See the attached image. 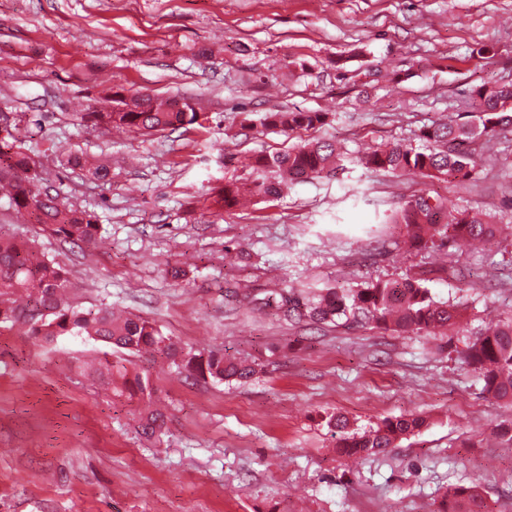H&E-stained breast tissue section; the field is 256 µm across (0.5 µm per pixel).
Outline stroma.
I'll list each match as a JSON object with an SVG mask.
<instances>
[{
	"label": "stroma",
	"mask_w": 512,
	"mask_h": 512,
	"mask_svg": "<svg viewBox=\"0 0 512 512\" xmlns=\"http://www.w3.org/2000/svg\"><path fill=\"white\" fill-rule=\"evenodd\" d=\"M494 45L489 59L475 44ZM512 74V0H0V114L45 155L63 200L94 211L106 240L86 253L0 197V235L35 241L69 272L82 307L116 304L166 335L261 368L242 385L162 373L160 445L137 432L140 403L81 376L101 343L48 344L0 326V512H431L449 487L477 485L512 512V406L481 393L461 341L361 326L290 322L268 290L347 288L436 269L432 294L479 330L512 312V235L484 251H415L383 217L419 192L512 218V131L475 142L451 185L367 169V146L413 139L470 107L469 91ZM188 99L204 127L142 137L81 121L112 91ZM327 112L343 170L283 199L213 213L212 189L244 157L308 139L242 130L243 113ZM112 157L108 180L67 155ZM184 270L181 279L169 269ZM363 429L416 413L420 432L357 465L322 420Z\"/></svg>",
	"instance_id": "stroma-1"
}]
</instances>
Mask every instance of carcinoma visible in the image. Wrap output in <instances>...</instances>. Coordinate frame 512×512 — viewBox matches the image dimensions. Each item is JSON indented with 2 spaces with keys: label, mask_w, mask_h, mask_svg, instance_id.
<instances>
[{
  "label": "carcinoma",
  "mask_w": 512,
  "mask_h": 512,
  "mask_svg": "<svg viewBox=\"0 0 512 512\" xmlns=\"http://www.w3.org/2000/svg\"><path fill=\"white\" fill-rule=\"evenodd\" d=\"M118 112H87L82 119L95 124L151 134L187 130L203 125L205 113L179 98H155L148 94L126 98L114 92ZM472 119L432 123L419 129L415 139L395 140L360 157L374 171L394 175L418 173L429 179L453 183L473 169L471 143L492 137L512 127V81L482 85L472 91ZM329 113L277 110L265 112L260 125L284 133L318 130L328 124ZM346 152L327 139H313L288 150L259 154L252 158L246 177H231L211 194L212 205L230 209L243 197L273 200L288 183L329 177L342 167ZM67 163L79 166L95 180H105L110 167L70 155ZM40 155L17 144L8 128L0 134V187L7 190L10 206L46 227L54 236L82 245L95 246L100 224L94 212L64 203L59 192H51L41 176ZM388 223L403 228L408 245L417 250L441 248L449 243L487 244L506 231L502 224L480 210L453 209L448 198L421 193L401 209L392 211ZM415 276L368 281L364 284L320 292L282 289L273 298L289 321L308 320L335 326L361 325L398 335H435L461 322L464 307L436 298ZM67 270L41 253L29 240L0 236V324L22 323L28 333L47 342L78 337L101 342L104 357L78 363L80 373L98 378L118 396L132 400L152 399L154 383L149 373L132 367L129 357L150 352L168 362L179 374L216 384L247 383L258 373L255 363L231 357L222 350L181 346L147 317L118 314L109 307L83 308L70 296ZM463 361L474 367L483 382V393L496 401L512 404V312L498 320L490 332L466 334ZM164 409L148 406L140 416L139 434L161 442L166 424ZM327 427L338 436L337 451L363 460L385 454L395 442L420 430L425 419L414 415L387 417L362 431L349 432V421L336 413L325 416ZM434 512H495L475 486H457L436 502Z\"/></svg>",
  "instance_id": "1"
}]
</instances>
